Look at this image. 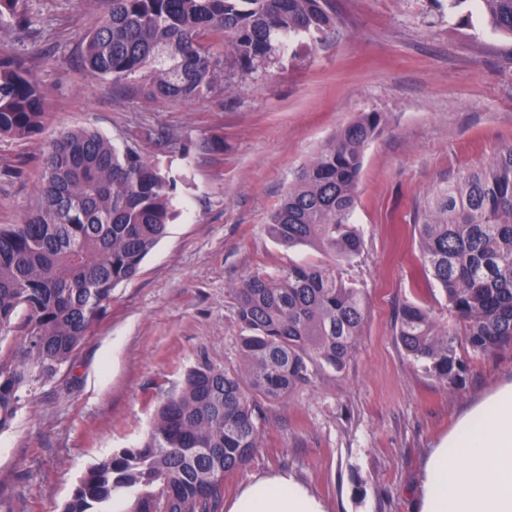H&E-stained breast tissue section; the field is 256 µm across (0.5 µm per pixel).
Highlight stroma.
<instances>
[{
	"instance_id": "35a3bbf8",
	"label": "stroma",
	"mask_w": 512,
	"mask_h": 512,
	"mask_svg": "<svg viewBox=\"0 0 512 512\" xmlns=\"http://www.w3.org/2000/svg\"><path fill=\"white\" fill-rule=\"evenodd\" d=\"M325 43H304L254 71H228L232 94L144 102L139 84L90 74L80 36L101 0H26L29 25L0 36L41 86L42 135L0 139V225L37 203L47 140L88 126L137 143L176 180L182 215L131 280L112 292L72 360L24 392L0 431V512H60L89 468L137 446L155 406L206 361H238L235 285L292 262L266 224L297 171L360 113L382 117L364 151L355 221L364 247L344 268L364 288L367 318L354 359L265 404L262 447L224 477V497L285 470L327 512H416L424 463L463 414L512 382V348L466 357L460 382L409 358L395 336L405 303L451 316L418 276L413 218L437 185L512 144V38L480 15L470 24L434 0H334Z\"/></svg>"
}]
</instances>
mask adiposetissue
I'll return each mask as SVG.
<instances>
[{"mask_svg":"<svg viewBox=\"0 0 512 512\" xmlns=\"http://www.w3.org/2000/svg\"><path fill=\"white\" fill-rule=\"evenodd\" d=\"M419 512H512V383L487 395L433 448L421 475ZM226 512H326L288 472L260 478Z\"/></svg>","mask_w":512,"mask_h":512,"instance_id":"adipose-tissue-1","label":"adipose tissue"}]
</instances>
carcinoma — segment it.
<instances>
[{
  "label": "carcinoma",
  "mask_w": 512,
  "mask_h": 512,
  "mask_svg": "<svg viewBox=\"0 0 512 512\" xmlns=\"http://www.w3.org/2000/svg\"><path fill=\"white\" fill-rule=\"evenodd\" d=\"M22 0H0L5 18L26 22ZM85 36L84 62L115 82L137 76L146 102L192 101L230 86L224 60L244 69L267 62L286 43L318 41L336 27L331 0H103ZM471 4L495 33L512 37V0ZM220 36L224 56L205 39ZM44 99L23 61L0 50V137L28 140L43 129ZM381 124L363 112L303 166L272 212L269 236L331 258L290 263L275 276L252 274L234 289L238 363L190 369L181 389L157 409L151 431L93 465L62 512H112L125 490L128 512H221L224 474L261 448L262 406L341 373L354 357L366 320L363 289L340 266L363 249L354 221L367 143ZM174 180L132 144L72 128L47 141L38 205L21 224L0 227V343L20 332L15 355L0 359V431L21 393L54 379L71 361L116 285L179 215ZM414 232L426 279L448 302L455 324L405 304L396 339L441 381L461 379L458 336L473 355L512 347V145L430 193L417 207Z\"/></svg>",
  "instance_id": "carcinoma-1"
}]
</instances>
